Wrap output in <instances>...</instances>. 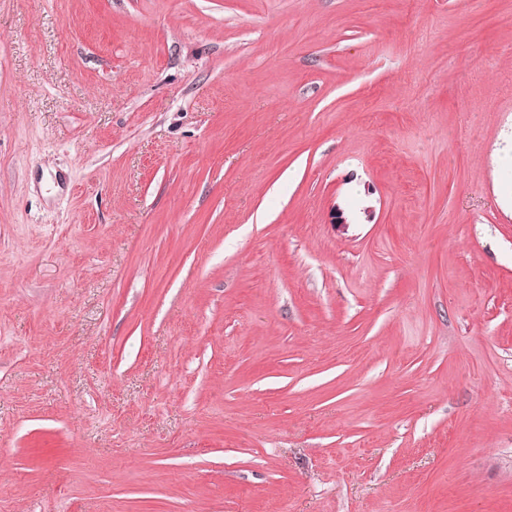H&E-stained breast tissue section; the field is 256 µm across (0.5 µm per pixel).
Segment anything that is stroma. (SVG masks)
Returning <instances> with one entry per match:
<instances>
[{"instance_id":"35a3bbf8","label":"stroma","mask_w":512,"mask_h":512,"mask_svg":"<svg viewBox=\"0 0 512 512\" xmlns=\"http://www.w3.org/2000/svg\"><path fill=\"white\" fill-rule=\"evenodd\" d=\"M507 152L512 0H0V512H512Z\"/></svg>"}]
</instances>
